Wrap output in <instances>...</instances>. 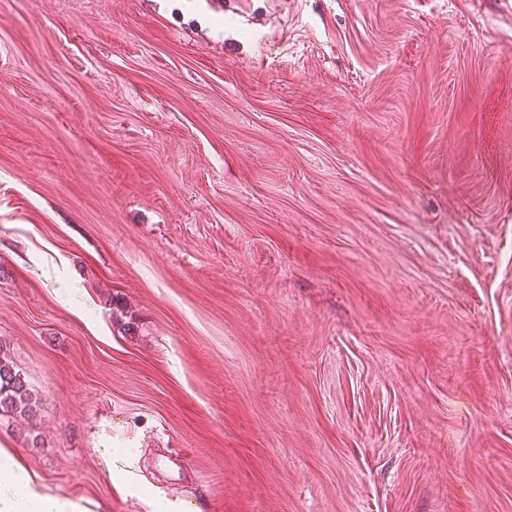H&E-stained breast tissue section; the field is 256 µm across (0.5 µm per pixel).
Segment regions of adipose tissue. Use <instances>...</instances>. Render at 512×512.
<instances>
[{
    "mask_svg": "<svg viewBox=\"0 0 512 512\" xmlns=\"http://www.w3.org/2000/svg\"><path fill=\"white\" fill-rule=\"evenodd\" d=\"M0 475L9 476L11 484L10 489L0 490V512H77L72 502L44 494L4 448H0Z\"/></svg>",
    "mask_w": 512,
    "mask_h": 512,
    "instance_id": "obj_1",
    "label": "adipose tissue"
}]
</instances>
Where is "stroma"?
<instances>
[{"label":"stroma","mask_w":512,"mask_h":512,"mask_svg":"<svg viewBox=\"0 0 512 512\" xmlns=\"http://www.w3.org/2000/svg\"><path fill=\"white\" fill-rule=\"evenodd\" d=\"M0 357L86 512H512V0H0Z\"/></svg>","instance_id":"35a3bbf8"}]
</instances>
